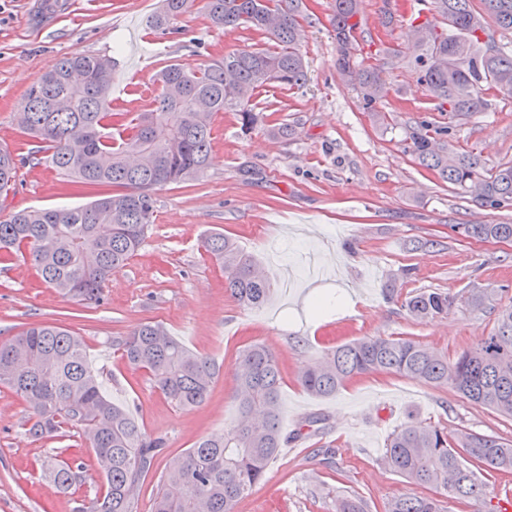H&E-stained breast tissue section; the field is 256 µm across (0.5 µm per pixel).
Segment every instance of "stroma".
<instances>
[{"mask_svg":"<svg viewBox=\"0 0 512 512\" xmlns=\"http://www.w3.org/2000/svg\"><path fill=\"white\" fill-rule=\"evenodd\" d=\"M0 0V143L22 147L15 121L26 91L60 58L83 53L112 59L116 103L128 112L151 109L157 70L178 63L198 68L224 53L273 47L261 32L224 34L207 26L202 9L181 17L166 34L149 21L160 0ZM331 0H306L300 45L307 79L295 89L271 88L257 98L263 127L242 134L235 113L215 122L212 163L199 179L155 191V221L142 247L116 273L101 304L65 301L35 269L17 260L0 269V339L25 324L61 320L85 341L105 390L128 406L148 434L163 438L164 454L135 501L150 512L156 477L199 438L236 422L234 368L241 351L262 343L275 351L283 375L280 423L289 441L236 512H335L337 496L355 494L369 512H385L404 496L441 497L389 469V437L407 425L475 431L512 440V419L462 398L451 387L378 373L321 398L299 383L301 369L330 346L370 336L404 337L455 359L489 336L499 311L512 308V241H477L455 224H512V206L482 204L474 189L444 182L417 164L405 135L417 117L447 123L402 65L385 64L382 45L401 42L412 15L385 0H365L356 29L362 56L384 64L383 96L373 109L336 76ZM391 25H383L385 11ZM485 111L454 125L452 147L486 166L512 160V95L486 94ZM290 124L294 135L272 137ZM114 186L84 187L45 160L21 166L16 188L0 197V220L24 208L84 205L117 194ZM220 232L265 266L274 285L268 301L246 307L224 290V270L203 241ZM448 294L447 314L417 320L403 306L412 292ZM485 296L474 307V293ZM145 322L220 366L207 401L182 409L112 347V339ZM31 413L0 387V512H79L103 490L88 440L74 433L38 439ZM81 455L85 481L51 493L42 466L48 454ZM482 499H447L448 512H496L512 498V476L484 472Z\"/></svg>","mask_w":512,"mask_h":512,"instance_id":"stroma-1","label":"stroma"}]
</instances>
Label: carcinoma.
Segmentation results:
<instances>
[{"instance_id":"1","label":"carcinoma","mask_w":512,"mask_h":512,"mask_svg":"<svg viewBox=\"0 0 512 512\" xmlns=\"http://www.w3.org/2000/svg\"><path fill=\"white\" fill-rule=\"evenodd\" d=\"M192 0H164L152 28L165 31L187 13ZM364 0H332L336 74L358 90L371 109L384 84L383 69L357 61L355 40ZM304 0H204L211 26L231 34L240 27L269 33L274 49L243 48L200 67H165L161 92L148 112L112 110V60L75 54L58 60L26 92L20 128L37 141L59 173L85 185H116L123 192L65 209H24L0 220V260L20 256L43 281L68 300L98 304L112 275L142 246L154 224L155 189L203 175L211 165L217 115L236 113L247 133L263 122L254 100L267 87L295 88L306 80L297 45ZM433 19L411 22L412 38L387 49V58L418 74V82L451 121L484 110L483 91L512 94V47L495 41L486 18L512 30V0H429ZM81 69L87 79L70 81ZM450 127L420 117L407 131L415 161L450 184L473 185L485 205H512V162L481 175L480 157L455 152L440 141ZM26 158L0 149V196L14 190ZM465 238L512 240V224H454ZM224 266V288L238 303L262 304L271 282L257 262L222 233L205 241ZM442 292H419L405 301L417 319L443 315ZM130 365L145 371L171 403L194 408L209 397L219 367L190 350L158 323H141L112 339ZM374 373L409 375L435 386L451 385L470 401L512 418V309L500 312L493 333L453 363L410 338L363 337L324 351L299 375L311 394L327 397L346 383ZM238 422L227 434L197 440L161 476L151 512H235L237 503L262 480L284 445L279 418L282 372L263 344L248 346L235 368ZM0 385L33 411L29 433L38 439L77 430L101 463L106 487L81 512H133L142 483L165 448L133 414L112 403L92 367L81 337L64 325L31 323L0 340ZM385 460L418 484L442 488L451 498L475 499L485 485L480 471L512 472V443L465 432L455 438L438 426H406L389 440ZM56 486L71 491L83 481L79 458L46 457ZM336 512H366L362 499L344 495ZM386 512H445L441 501L406 496Z\"/></svg>"}]
</instances>
